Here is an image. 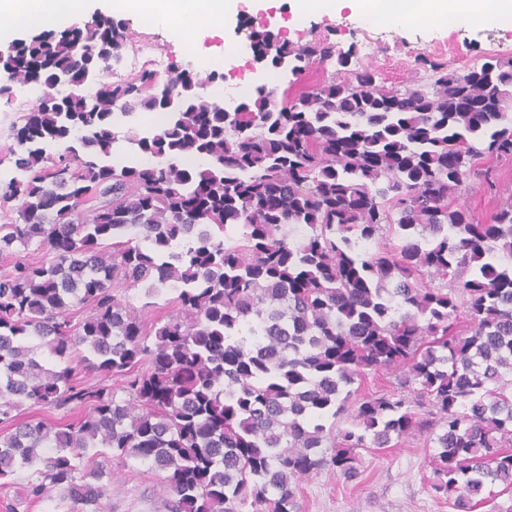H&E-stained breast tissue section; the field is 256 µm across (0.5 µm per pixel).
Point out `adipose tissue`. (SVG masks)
<instances>
[{
  "label": "adipose tissue",
  "mask_w": 512,
  "mask_h": 512,
  "mask_svg": "<svg viewBox=\"0 0 512 512\" xmlns=\"http://www.w3.org/2000/svg\"><path fill=\"white\" fill-rule=\"evenodd\" d=\"M113 14L151 19L180 39L220 35L237 0H104ZM332 12L350 11L365 20L409 28L431 19L453 18L466 27L493 25L512 14V0H328ZM92 0H0V38L22 26L52 27L87 17Z\"/></svg>",
  "instance_id": "obj_1"
}]
</instances>
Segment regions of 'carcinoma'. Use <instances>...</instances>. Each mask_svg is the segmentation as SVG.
<instances>
[{"mask_svg":"<svg viewBox=\"0 0 512 512\" xmlns=\"http://www.w3.org/2000/svg\"><path fill=\"white\" fill-rule=\"evenodd\" d=\"M128 42L96 13L0 49L1 97L43 88L16 132L22 177L0 183L18 215L0 224V479L31 468L29 500L60 489L106 512L114 472L88 454L105 448L163 473L167 512H297L302 479L354 481L357 450L423 433L432 489L457 512L511 491L512 194L493 224L461 196L480 158L512 157V62L458 74L420 54L431 89L393 91L352 46L264 31L253 47L271 68L335 72L299 98L259 85L236 112L201 92L215 72L167 74L172 95L149 69L57 91L94 82ZM138 109L165 122L129 131L136 155L115 163L114 124ZM194 155L207 168L184 167ZM34 241L51 259L15 250ZM139 284L177 293L148 328L117 294ZM379 370L393 391L353 398ZM26 404L77 418L24 420Z\"/></svg>","mask_w":512,"mask_h":512,"instance_id":"obj_1","label":"carcinoma"}]
</instances>
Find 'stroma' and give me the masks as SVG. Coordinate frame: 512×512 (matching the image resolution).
Masks as SVG:
<instances>
[{"label": "stroma", "instance_id": "stroma-1", "mask_svg": "<svg viewBox=\"0 0 512 512\" xmlns=\"http://www.w3.org/2000/svg\"><path fill=\"white\" fill-rule=\"evenodd\" d=\"M247 17L264 23L266 29L279 33L295 46L324 38L341 47L357 45L362 54L374 58L387 87L395 90L429 88V72L415 66L414 58L420 52L460 73L467 72L487 56L512 61V16L476 28L453 27L444 20L424 22L410 29L384 26L378 29L373 42L368 43L361 34L362 20L349 11L337 15L317 12L300 15L295 11L294 0H279L276 8L266 10L259 8L256 0H240L237 12L226 22L223 35L199 36L188 43L157 25L144 29L142 17L122 16L131 41L114 75L118 78L129 75L134 57L144 55V42L148 39L154 43V54L164 57L169 69L180 72L194 70L196 54L220 56L225 39L233 38L240 45L239 60L223 69V77L215 86L228 105H235L264 82V72L255 65L247 45L243 27ZM334 71L333 64L315 63L299 74L281 76L269 84L277 93L297 98L313 91ZM463 194L475 222L493 223L503 193L471 177ZM435 454L432 444L419 436L390 448L361 451L358 462L361 475L356 481H346L332 469L302 480L296 489L299 512H457L451 502L437 496L431 488L435 479ZM28 476V470L18 471L0 488V512H77V505L57 491L46 501L30 503L23 494ZM164 499L158 472L150 464L133 460L128 466L117 468L106 503L109 512H166Z\"/></svg>", "mask_w": 512, "mask_h": 512}]
</instances>
